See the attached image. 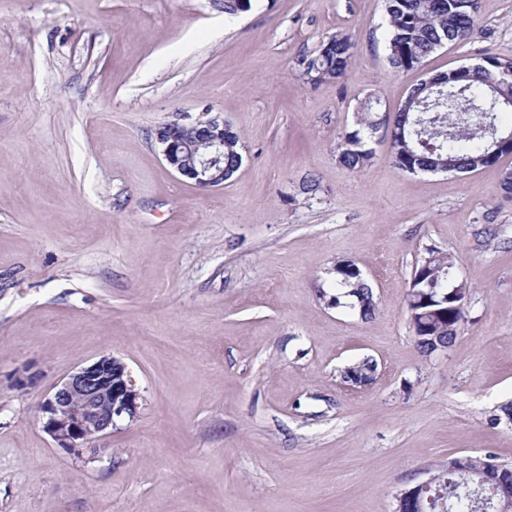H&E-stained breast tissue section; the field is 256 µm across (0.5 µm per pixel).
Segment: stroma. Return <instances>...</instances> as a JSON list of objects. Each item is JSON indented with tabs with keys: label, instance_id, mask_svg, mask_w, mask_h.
<instances>
[{
	"label": "stroma",
	"instance_id": "stroma-1",
	"mask_svg": "<svg viewBox=\"0 0 512 512\" xmlns=\"http://www.w3.org/2000/svg\"><path fill=\"white\" fill-rule=\"evenodd\" d=\"M338 33L350 66L311 85L299 58ZM387 55L383 0H0V512H394L450 459L512 462V154L410 174L379 132L354 173L337 149L368 94L393 116L423 79L512 58V0L418 70ZM206 112L242 154L210 190L155 140ZM431 248L469 294L425 357L407 292ZM341 261L373 320L322 299ZM107 354L137 418L55 447L41 399ZM364 358L374 380L346 383Z\"/></svg>",
	"mask_w": 512,
	"mask_h": 512
}]
</instances>
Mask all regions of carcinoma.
I'll return each instance as SVG.
<instances>
[{
	"label": "carcinoma",
	"instance_id": "cac0c4a2",
	"mask_svg": "<svg viewBox=\"0 0 512 512\" xmlns=\"http://www.w3.org/2000/svg\"><path fill=\"white\" fill-rule=\"evenodd\" d=\"M387 17V50L391 68L408 72L423 66L435 51L467 41L479 21V0H384ZM354 44L344 34H336L311 55L299 60L305 76L313 84L342 78L353 58ZM512 70V59L485 56L482 63L466 70L458 79L452 72L434 76V84L421 82L408 93L407 107L392 118L381 117L363 105L355 126L340 137L339 162L352 172L370 167L375 158L372 135L384 130L390 144V160L407 173H465L498 163L502 154L489 148L480 126L492 122L512 130L503 115L512 111L497 104L499 95L489 91L490 73ZM240 134L233 125L224 130V174L232 176L242 163L238 151ZM453 264L440 252L430 249L411 276L407 307L413 337L420 353L434 352L431 338L444 345L458 335L465 318V303L458 300L453 284ZM336 294L326 295L327 303L348 306L365 320L376 316L377 302L372 288L359 268L350 262L334 266ZM354 301L345 302L343 298ZM489 458L474 456L471 474L438 469V491L434 512H494L502 489L512 484V474L498 481H484L481 473Z\"/></svg>",
	"mask_w": 512,
	"mask_h": 512
}]
</instances>
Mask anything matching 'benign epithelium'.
<instances>
[{
	"label": "benign epithelium",
	"mask_w": 512,
	"mask_h": 512,
	"mask_svg": "<svg viewBox=\"0 0 512 512\" xmlns=\"http://www.w3.org/2000/svg\"><path fill=\"white\" fill-rule=\"evenodd\" d=\"M224 119L213 116L190 122H171L155 132L167 166L201 188L224 184L217 167L224 155ZM140 393L124 362L104 355L87 366H78L55 384L39 405L43 430L54 445L81 454L88 444L109 436L117 422L134 420ZM433 479L427 478L396 498V509L424 512Z\"/></svg>",
	"instance_id": "1"
}]
</instances>
